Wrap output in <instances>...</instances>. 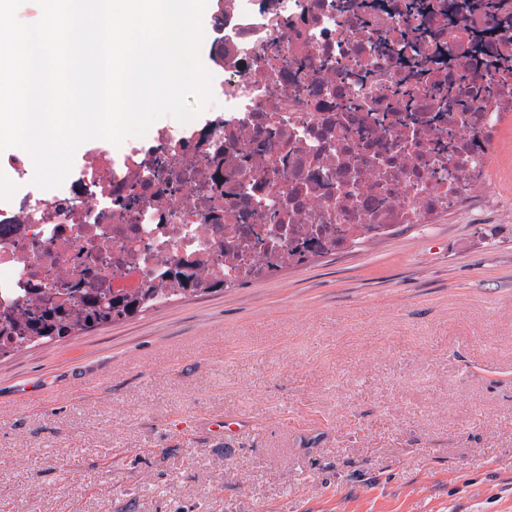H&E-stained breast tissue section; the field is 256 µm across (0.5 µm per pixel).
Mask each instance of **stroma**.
Returning <instances> with one entry per match:
<instances>
[{
    "label": "stroma",
    "mask_w": 512,
    "mask_h": 512,
    "mask_svg": "<svg viewBox=\"0 0 512 512\" xmlns=\"http://www.w3.org/2000/svg\"><path fill=\"white\" fill-rule=\"evenodd\" d=\"M490 166L442 223L0 358V512H512V127Z\"/></svg>",
    "instance_id": "stroma-1"
}]
</instances>
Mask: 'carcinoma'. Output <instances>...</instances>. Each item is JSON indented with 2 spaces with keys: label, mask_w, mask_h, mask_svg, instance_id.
Here are the masks:
<instances>
[{
  "label": "carcinoma",
  "mask_w": 512,
  "mask_h": 512,
  "mask_svg": "<svg viewBox=\"0 0 512 512\" xmlns=\"http://www.w3.org/2000/svg\"><path fill=\"white\" fill-rule=\"evenodd\" d=\"M478 95L484 101L494 95L493 84L478 74H461L448 82V101L457 107H471ZM154 305L156 302L151 301L141 307L132 303L121 308L113 300L97 295L83 300L65 315L47 319L39 307L23 299L15 309L3 312L9 319L10 330L0 333V356L22 350L32 343L106 325L123 316L128 318Z\"/></svg>",
  "instance_id": "carcinoma-1"
}]
</instances>
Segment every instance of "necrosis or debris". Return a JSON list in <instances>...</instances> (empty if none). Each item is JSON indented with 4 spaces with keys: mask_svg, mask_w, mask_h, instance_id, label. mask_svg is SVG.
Instances as JSON below:
<instances>
[{
    "mask_svg": "<svg viewBox=\"0 0 512 512\" xmlns=\"http://www.w3.org/2000/svg\"><path fill=\"white\" fill-rule=\"evenodd\" d=\"M204 121L100 141L63 185L29 186L28 154L0 153L26 189L0 197V311L57 274L82 294H162L192 266L236 284L406 224H435L489 189L512 122V0H214ZM297 67L281 70L274 55ZM477 67L502 92L449 111ZM415 82L414 112L390 88Z\"/></svg>",
    "mask_w": 512,
    "mask_h": 512,
    "instance_id": "4bbe7bcc",
    "label": "necrosis or debris"
}]
</instances>
